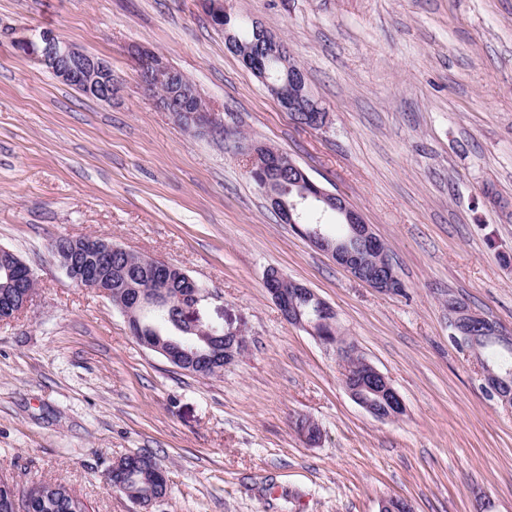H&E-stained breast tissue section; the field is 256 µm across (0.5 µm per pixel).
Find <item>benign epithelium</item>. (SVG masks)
<instances>
[{"mask_svg":"<svg viewBox=\"0 0 512 512\" xmlns=\"http://www.w3.org/2000/svg\"><path fill=\"white\" fill-rule=\"evenodd\" d=\"M201 3L211 20L217 24L231 17L225 0H201ZM26 47L32 57L62 82L89 97L104 102L112 101V69L103 60L61 40L50 29L40 31L35 40L27 39ZM237 50L243 64L266 84L286 111L314 112V127L321 129L326 126L329 113L314 98L310 90L302 87L294 74H288V80L285 82H273L265 65L250 49L239 46ZM138 60L139 80L147 88L152 87L156 81L171 83L180 80L179 75L170 69L167 60L154 51L139 50ZM181 94L180 102L166 108V111L178 117L186 112L188 117L194 119L197 125L205 130L213 131L218 128L211 111L201 105V93L198 89L191 86L183 87ZM241 152L249 158L258 159L257 165L248 166V170L252 171L257 179L260 190L273 207L282 211L284 219L313 247L325 253L336 265L344 268L350 276L367 286L384 293L394 294L398 291L400 280L394 271L393 261L387 251L380 247V239L372 231L371 226L366 224L358 210L347 205L342 196L318 185L296 165L294 170L298 175L299 184L306 188L304 196L318 199L324 209L339 214L348 235L343 239H335L323 224L304 227L299 224L300 202L294 201L287 205L270 191L266 170L282 163L281 154L275 152L261 157L251 145L241 149ZM70 241V251L54 253V258L67 278L79 288L90 290L105 298L109 297L112 288V254L123 251V248L102 235L72 237ZM149 268L158 288V295L138 294L135 305L142 309L149 302L157 303L160 296L166 294V289L176 283L180 284L183 293L178 295V298L190 330L214 338L224 336L233 340L232 349L229 351L231 357L228 359V363H233L243 352L245 340L237 330L220 329L203 321L200 306L209 298L207 290L174 264L151 259ZM0 273L5 275V287L28 289V294L24 296V306H29L35 288V276L30 266L12 250L0 247ZM297 287L298 283L279 273L277 282L267 287V292L288 323L300 326L313 334L319 324L318 317L325 313L328 303L313 291L302 290L300 294L307 296L312 306L299 307L295 294L288 293V289ZM448 325L451 329V338L458 348L469 355L476 352L477 338L485 331V317L471 313L460 302L450 301ZM147 348L162 354L172 365L178 362V356L184 353L181 343L175 340L157 345L149 344ZM477 364L481 367L484 387L490 396L505 404H512V382L509 378L501 377L484 368V363L480 360ZM361 368L363 379L359 381L353 377L349 366H343L342 382L350 398L370 415L382 421L393 420L403 415L406 411L404 400L390 380L365 360L361 361Z\"/></svg>","mask_w":512,"mask_h":512,"instance_id":"obj_1","label":"benign epithelium"}]
</instances>
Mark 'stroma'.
<instances>
[{
    "instance_id": "1",
    "label": "stroma",
    "mask_w": 512,
    "mask_h": 512,
    "mask_svg": "<svg viewBox=\"0 0 512 512\" xmlns=\"http://www.w3.org/2000/svg\"><path fill=\"white\" fill-rule=\"evenodd\" d=\"M281 37L329 113L296 124L199 0H0V246L33 269L0 322V479L60 482L89 512H141L105 473L145 453L170 492L150 512H512V407L450 340L457 295L512 334V0H229ZM104 58L105 103L13 41L41 29ZM184 72L226 130L286 153L384 241L401 294L354 280L281 223L223 133L197 134L138 78L135 48ZM95 233L183 268L204 321L243 329L219 375H189L75 287L47 250ZM312 289L407 412L380 421L335 349L288 324L268 269ZM321 427L310 446L296 424Z\"/></svg>"
}]
</instances>
